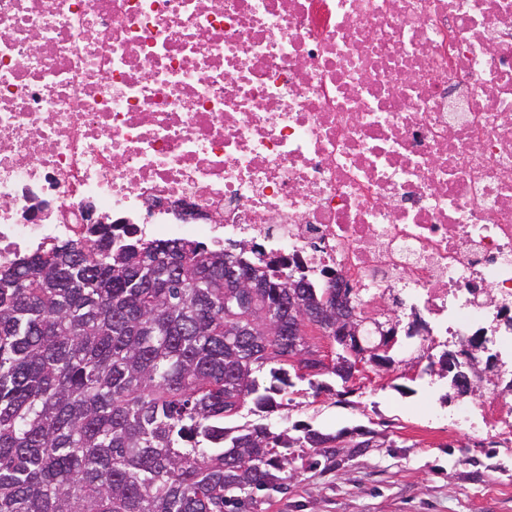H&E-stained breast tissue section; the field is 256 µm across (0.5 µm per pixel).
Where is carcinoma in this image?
Returning a JSON list of instances; mask_svg holds the SVG:
<instances>
[{
    "label": "carcinoma",
    "mask_w": 512,
    "mask_h": 512,
    "mask_svg": "<svg viewBox=\"0 0 512 512\" xmlns=\"http://www.w3.org/2000/svg\"><path fill=\"white\" fill-rule=\"evenodd\" d=\"M231 260L260 287L224 303V258L201 242L128 240L101 260L74 248L0 267V512H250L297 473L335 469L378 447L370 432L296 434L229 425L250 402L263 411L294 386L289 370L346 383L359 341L331 364L291 363L288 289L256 250ZM306 325L323 302L353 310L355 289L297 276ZM281 320L275 336L264 318ZM398 320L369 361L395 363Z\"/></svg>",
    "instance_id": "1"
}]
</instances>
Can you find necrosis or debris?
Listing matches in <instances>:
<instances>
[{
  "instance_id": "necrosis-or-debris-1",
  "label": "necrosis or debris",
  "mask_w": 512,
  "mask_h": 512,
  "mask_svg": "<svg viewBox=\"0 0 512 512\" xmlns=\"http://www.w3.org/2000/svg\"><path fill=\"white\" fill-rule=\"evenodd\" d=\"M248 242L389 300L421 358L512 348V0H0V266ZM449 427L506 436L495 396Z\"/></svg>"
}]
</instances>
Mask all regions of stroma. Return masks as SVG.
Here are the masks:
<instances>
[{
	"instance_id": "stroma-1",
	"label": "stroma",
	"mask_w": 512,
	"mask_h": 512,
	"mask_svg": "<svg viewBox=\"0 0 512 512\" xmlns=\"http://www.w3.org/2000/svg\"><path fill=\"white\" fill-rule=\"evenodd\" d=\"M395 359L330 392L317 391L313 372L296 380L290 405L267 418L271 431L297 421L327 433L362 428L379 446L336 470H300L287 494L258 512H512V479L498 470L512 467V447L431 419L421 363L400 352Z\"/></svg>"
}]
</instances>
